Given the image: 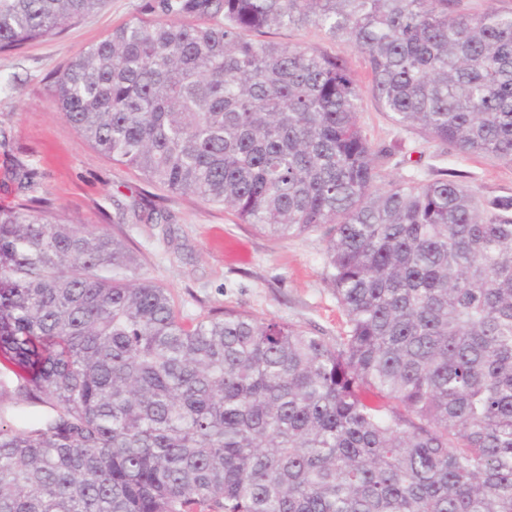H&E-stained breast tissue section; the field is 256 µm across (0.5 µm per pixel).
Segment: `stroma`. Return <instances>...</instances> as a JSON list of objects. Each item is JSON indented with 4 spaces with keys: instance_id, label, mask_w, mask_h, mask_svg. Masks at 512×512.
Segmentation results:
<instances>
[{
    "instance_id": "35a3bbf8",
    "label": "stroma",
    "mask_w": 512,
    "mask_h": 512,
    "mask_svg": "<svg viewBox=\"0 0 512 512\" xmlns=\"http://www.w3.org/2000/svg\"><path fill=\"white\" fill-rule=\"evenodd\" d=\"M162 16L159 0H106L100 10L60 34L0 53V207L27 194L46 197L66 220L125 235L139 258L140 276L168 288L189 317L230 307L298 324L321 336L339 335L343 317L325 280L321 233L275 239L223 206L165 194L149 186L135 168L97 152L58 114L52 94L57 70L113 29L141 17ZM267 38L339 55L359 81L368 79L363 56L345 41L327 40L314 25L274 28ZM360 124L375 145L393 149L390 178L416 173L434 179L447 169L461 173L480 194H512V165L424 142L393 125L372 100L364 101ZM18 162L33 174L30 189L20 186L14 168ZM156 200L166 223H144V208Z\"/></svg>"
}]
</instances>
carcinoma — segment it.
Masks as SVG:
<instances>
[{
    "instance_id": "carcinoma-1",
    "label": "carcinoma",
    "mask_w": 512,
    "mask_h": 512,
    "mask_svg": "<svg viewBox=\"0 0 512 512\" xmlns=\"http://www.w3.org/2000/svg\"><path fill=\"white\" fill-rule=\"evenodd\" d=\"M457 0H160L65 64L58 112L146 182L279 239L322 232L330 339L186 320L115 234L0 208V512H512V194L385 180L371 97L512 165V12ZM105 0H0V52ZM183 15L205 19L183 24ZM313 24L368 63L258 39ZM456 10L475 16L488 11L510 12L512 0H459ZM35 413V409L25 407H15L11 403L10 397H4L2 402V416L16 428H22L30 422Z\"/></svg>"
}]
</instances>
